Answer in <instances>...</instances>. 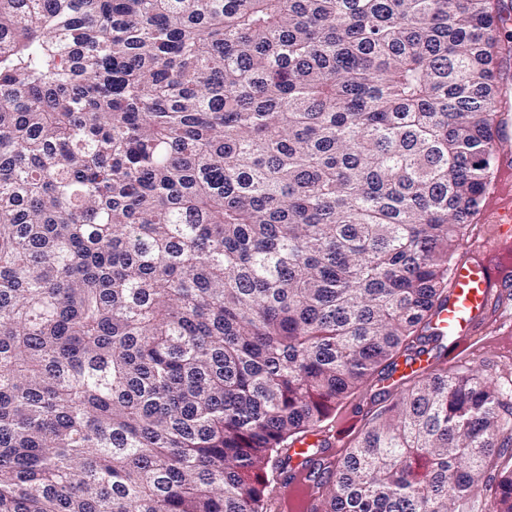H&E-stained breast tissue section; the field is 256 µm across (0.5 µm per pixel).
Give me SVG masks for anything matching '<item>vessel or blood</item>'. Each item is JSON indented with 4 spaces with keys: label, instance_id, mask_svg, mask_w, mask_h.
I'll use <instances>...</instances> for the list:
<instances>
[{
    "label": "vessel or blood",
    "instance_id": "vessel-or-blood-1",
    "mask_svg": "<svg viewBox=\"0 0 512 512\" xmlns=\"http://www.w3.org/2000/svg\"><path fill=\"white\" fill-rule=\"evenodd\" d=\"M490 230L480 231L467 260L455 264L448 299L433 319L432 334L460 347L490 321L512 319V162H500L498 176L486 205ZM338 433L320 438L317 449L299 444L289 452L294 481L276 484L277 497L299 486L298 479L312 464L327 467L336 460Z\"/></svg>",
    "mask_w": 512,
    "mask_h": 512
}]
</instances>
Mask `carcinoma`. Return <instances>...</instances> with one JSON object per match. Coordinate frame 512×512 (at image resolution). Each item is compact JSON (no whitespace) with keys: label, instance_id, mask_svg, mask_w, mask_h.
<instances>
[{"label":"carcinoma","instance_id":"cac0c4a2","mask_svg":"<svg viewBox=\"0 0 512 512\" xmlns=\"http://www.w3.org/2000/svg\"><path fill=\"white\" fill-rule=\"evenodd\" d=\"M494 0H0V512H284L430 339L499 149ZM415 370L316 512H512V395ZM370 393L368 392L366 395L365 391L360 390L345 399L336 411V418L332 423L333 427L336 429L340 423L350 420V425L344 431L346 435L353 437L364 425L365 414L370 407L368 399ZM311 438V437H310ZM308 438L304 444H297L289 452L290 460L288 462V473L294 474L297 479L288 483V486H284L282 481L277 478L275 480V492L278 499L288 496V491L291 493L292 490L300 487L299 478L305 473L310 472L311 464L319 463L322 467L332 466L336 460L335 447L338 446V442L341 440V436L336 433H330L327 437H313L314 441H310ZM320 444L314 451L309 450V445Z\"/></svg>","mask_w":512,"mask_h":512}]
</instances>
